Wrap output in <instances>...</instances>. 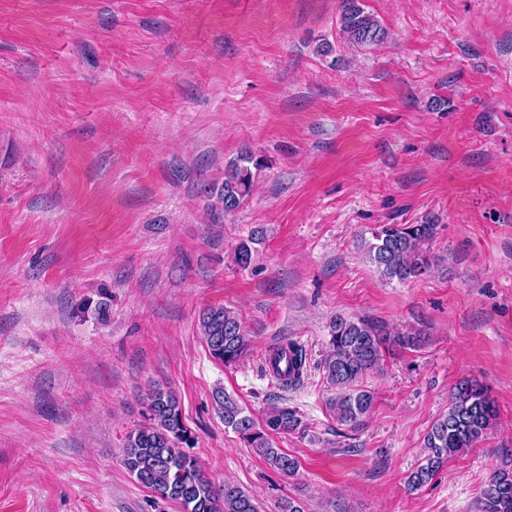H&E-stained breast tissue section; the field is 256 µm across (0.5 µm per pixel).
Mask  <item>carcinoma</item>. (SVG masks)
<instances>
[{
    "instance_id": "1",
    "label": "carcinoma",
    "mask_w": 512,
    "mask_h": 512,
    "mask_svg": "<svg viewBox=\"0 0 512 512\" xmlns=\"http://www.w3.org/2000/svg\"><path fill=\"white\" fill-rule=\"evenodd\" d=\"M340 31L353 45L376 44L387 31L364 10L360 0H342ZM263 162L249 153L231 161L222 183H209L204 191L211 214H231L247 201L255 171ZM438 234L436 224H383L374 235L368 256L380 274L401 282L428 272L434 257L430 244ZM264 240L258 228L237 244L232 263L249 267ZM200 331L212 358L226 366L237 364L250 350L251 341L234 311L222 306L203 310ZM423 342L416 329L399 331L370 319L338 316L329 324V351L322 363L327 382L336 389L327 406L336 421L357 429L374 405V393L362 387L368 373L379 368L391 347L414 349ZM274 375L287 385L301 382L306 354L294 341L280 345L273 359ZM214 400L224 419L247 447L261 456L269 467L283 476L298 469V461L276 446L274 434H288L302 426L297 411L275 406L260 428L253 416L231 395L218 390ZM497 419V408L486 389L471 380L455 385L448 412L441 415L425 436L427 454L407 477L409 490H418L436 477L448 457L463 453L482 440ZM196 436L183 421L176 394L162 387L148 390L143 421L124 437L123 464L137 482L158 498L178 504L180 512H259L255 499L235 484L215 485L192 449ZM481 512H512V470L495 471L481 492Z\"/></svg>"
}]
</instances>
